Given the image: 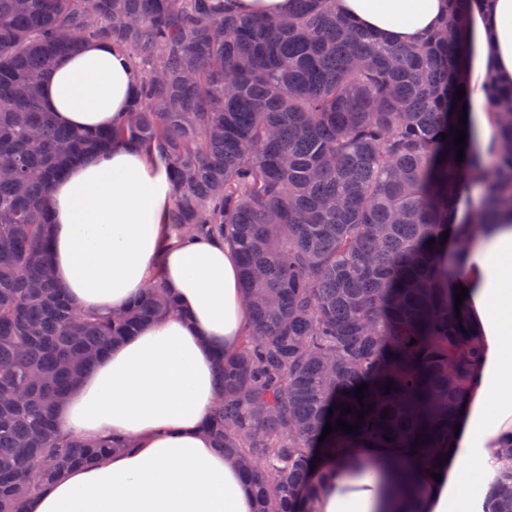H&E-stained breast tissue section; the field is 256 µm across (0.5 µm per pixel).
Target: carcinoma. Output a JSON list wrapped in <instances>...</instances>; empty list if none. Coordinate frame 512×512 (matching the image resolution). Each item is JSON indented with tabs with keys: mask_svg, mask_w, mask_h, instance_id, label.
<instances>
[{
	"mask_svg": "<svg viewBox=\"0 0 512 512\" xmlns=\"http://www.w3.org/2000/svg\"><path fill=\"white\" fill-rule=\"evenodd\" d=\"M232 2L0 0V512L126 447L71 439L54 408L114 341L175 310L151 283L119 314L78 315L53 281L50 188L114 141L153 145L168 166L174 235L239 246L251 330L218 358L206 429L259 512H312L320 448H402L429 464L448 449L482 345L455 311L461 270L442 248L512 216V86L492 94V164L469 146L458 162L468 0L402 47L355 29L334 0L275 17ZM89 41L122 48L140 75L121 122L96 132L58 125L41 96L55 60ZM476 183L484 203L459 221ZM339 419L358 430L320 441ZM498 454L490 512H512V446Z\"/></svg>",
	"mask_w": 512,
	"mask_h": 512,
	"instance_id": "obj_1",
	"label": "carcinoma"
}]
</instances>
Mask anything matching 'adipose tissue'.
Returning <instances> with one entry per match:
<instances>
[{
    "mask_svg": "<svg viewBox=\"0 0 512 512\" xmlns=\"http://www.w3.org/2000/svg\"><path fill=\"white\" fill-rule=\"evenodd\" d=\"M338 14L392 44H411L447 17L448 0H336ZM464 103L480 151L497 137L492 85L512 83V0H470ZM137 76L108 43L87 42L57 59L42 96L58 123L96 131L127 111ZM174 187L165 164L141 146L113 143L72 162L49 194L55 282L79 310L123 309L161 282L174 315L149 322L71 389L61 429L87 442L132 440L45 484L29 512H258L233 456L203 431L217 399V351H237L249 332L235 250L225 242L179 241L167 220ZM464 304L484 357L457 418V436L435 466L397 448H352L319 463L313 512H484L512 441V217L501 216L458 253ZM414 491L399 488L402 468Z\"/></svg>",
    "mask_w": 512,
    "mask_h": 512,
    "instance_id": "adipose-tissue-1",
    "label": "adipose tissue"
}]
</instances>
